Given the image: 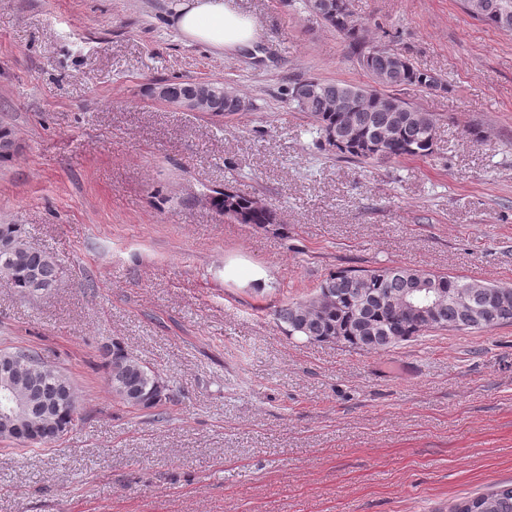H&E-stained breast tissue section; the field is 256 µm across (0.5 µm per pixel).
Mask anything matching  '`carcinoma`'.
I'll use <instances>...</instances> for the list:
<instances>
[{
  "label": "carcinoma",
  "instance_id": "1",
  "mask_svg": "<svg viewBox=\"0 0 512 512\" xmlns=\"http://www.w3.org/2000/svg\"><path fill=\"white\" fill-rule=\"evenodd\" d=\"M319 19L361 46L356 34L348 0ZM382 47L359 51L367 72L380 64ZM315 87L310 105L300 106L312 121L313 129L324 145L342 158L360 162L380 159L375 145L384 142L388 158H426L433 153L437 118L429 112L407 107L404 112H385L371 98L363 99L352 110L325 104L336 100L337 82L310 78ZM415 84L428 89L444 86L437 75L407 64L399 85ZM213 206L227 217L244 224H274L276 215L253 198L228 189L212 198ZM431 277L440 286L454 289L467 280L447 274L428 273L406 265H387L373 270H338L329 275L309 297L285 303L274 317L291 337L307 342H338L353 350L379 352L408 342L431 328L415 324L398 305L397 296L413 287L419 277ZM0 280L22 296H35L56 284V261L50 253L30 242L19 224H0ZM508 302L499 308L498 319L469 325V330H491L512 325V287L498 285ZM441 321L451 330L464 322L463 304L447 300L438 310ZM106 368L114 393L136 409H157L170 399L169 384L155 371L143 365L121 342L106 351ZM18 379L30 389V417L45 429V442H52L74 425L77 396L70 378L59 370L39 367L36 372L22 370ZM451 512H512V487L491 486L484 493L459 501Z\"/></svg>",
  "mask_w": 512,
  "mask_h": 512
}]
</instances>
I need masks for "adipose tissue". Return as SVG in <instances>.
<instances>
[{
  "label": "adipose tissue",
  "mask_w": 512,
  "mask_h": 512,
  "mask_svg": "<svg viewBox=\"0 0 512 512\" xmlns=\"http://www.w3.org/2000/svg\"><path fill=\"white\" fill-rule=\"evenodd\" d=\"M173 22L186 39L220 51L243 48L256 36L253 21L226 0H181Z\"/></svg>",
  "instance_id": "adipose-tissue-1"
}]
</instances>
